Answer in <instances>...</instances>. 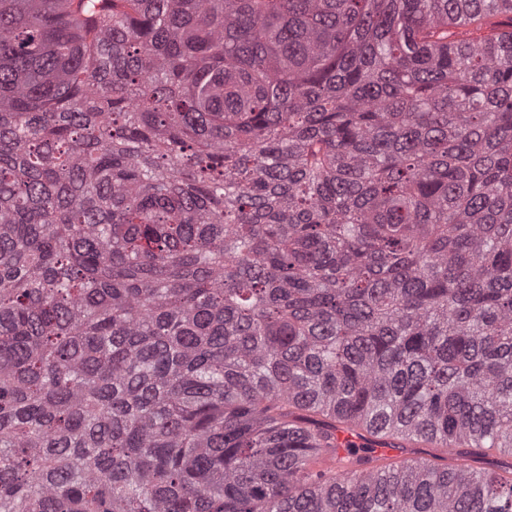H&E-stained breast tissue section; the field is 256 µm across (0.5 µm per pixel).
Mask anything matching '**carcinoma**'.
Here are the masks:
<instances>
[{
    "label": "carcinoma",
    "mask_w": 512,
    "mask_h": 512,
    "mask_svg": "<svg viewBox=\"0 0 512 512\" xmlns=\"http://www.w3.org/2000/svg\"><path fill=\"white\" fill-rule=\"evenodd\" d=\"M512 0H0V512H512ZM338 442L342 448H333L326 454L320 456L317 460L311 463L310 468L315 471L336 468L339 470L341 459L347 457L349 448H345L348 442H359L363 445L370 446L372 448L366 455L369 456V463L375 464L379 461L389 457L391 455H404V456H415L419 455L416 447L407 448H389L385 441L377 439L366 433L350 434L346 431L338 432Z\"/></svg>",
    "instance_id": "obj_1"
}]
</instances>
